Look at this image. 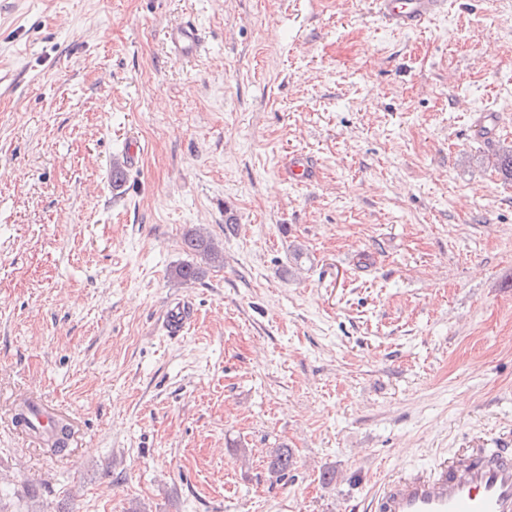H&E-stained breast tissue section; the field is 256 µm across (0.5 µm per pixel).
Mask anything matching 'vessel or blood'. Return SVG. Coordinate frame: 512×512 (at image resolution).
I'll list each match as a JSON object with an SVG mask.
<instances>
[{"mask_svg": "<svg viewBox=\"0 0 512 512\" xmlns=\"http://www.w3.org/2000/svg\"><path fill=\"white\" fill-rule=\"evenodd\" d=\"M444 0H373L387 25L413 30L438 12ZM284 173L294 182L312 181L306 156L290 155ZM192 318L187 302L169 304L163 314L167 332L183 333ZM373 512H512V448H468L426 472L397 476L374 497Z\"/></svg>", "mask_w": 512, "mask_h": 512, "instance_id": "obj_1", "label": "vessel or blood"}]
</instances>
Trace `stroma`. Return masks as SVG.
Instances as JSON below:
<instances>
[{
	"label": "stroma",
	"instance_id": "stroma-1",
	"mask_svg": "<svg viewBox=\"0 0 512 512\" xmlns=\"http://www.w3.org/2000/svg\"><path fill=\"white\" fill-rule=\"evenodd\" d=\"M511 147L512 0H0V512H369L512 446ZM199 227L224 264L183 284ZM444 0H373L378 17L392 28L413 30L438 12ZM285 176L289 181L294 182H312L314 178V168L311 162L303 154H292L284 167ZM192 318V309L185 301L169 304L163 314V325L172 336L183 333ZM17 419L19 422L23 421L26 424H29L30 422V425L35 428L34 430L41 431L46 434H50L55 429V425L58 421L57 414L54 410L42 406L33 407L29 421L27 420L23 409L18 413Z\"/></svg>",
	"mask_w": 512,
	"mask_h": 512
}]
</instances>
